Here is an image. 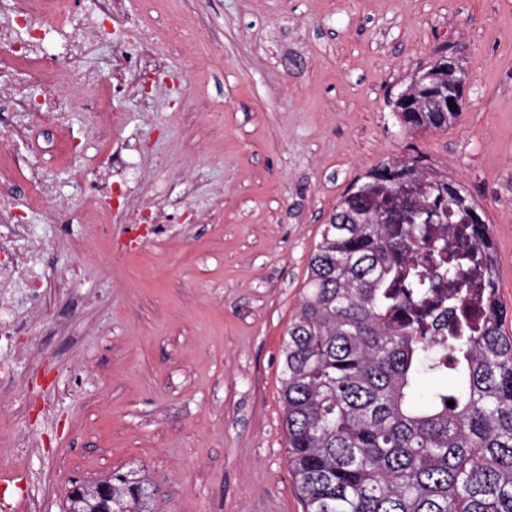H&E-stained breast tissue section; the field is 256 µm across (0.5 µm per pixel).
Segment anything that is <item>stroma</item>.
<instances>
[{
  "label": "stroma",
  "instance_id": "1",
  "mask_svg": "<svg viewBox=\"0 0 512 512\" xmlns=\"http://www.w3.org/2000/svg\"><path fill=\"white\" fill-rule=\"evenodd\" d=\"M168 76L147 101L114 96L128 165L154 174L170 223L121 259L79 256L57 299L67 334L38 336L25 461L47 512L74 480L145 475L158 512H303L288 470L282 342L309 257L338 202L392 156L419 155L489 224L512 333V0H153ZM465 74L463 112L412 135L388 101L438 51Z\"/></svg>",
  "mask_w": 512,
  "mask_h": 512
}]
</instances>
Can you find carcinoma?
<instances>
[{
	"mask_svg": "<svg viewBox=\"0 0 512 512\" xmlns=\"http://www.w3.org/2000/svg\"><path fill=\"white\" fill-rule=\"evenodd\" d=\"M420 74L389 106L410 132L444 130L459 118L432 107L448 65L440 57ZM418 179L434 201L402 206ZM358 212L367 223H348ZM453 215L467 243L450 254L426 226ZM422 245L448 277L443 321L412 259ZM496 273L477 205L421 157L388 158L348 189L282 349L288 468L304 512H512V335L498 293L482 315L466 305L472 275ZM112 507L157 512L134 471L112 474Z\"/></svg>",
	"mask_w": 512,
	"mask_h": 512,
	"instance_id": "1",
	"label": "carcinoma"
}]
</instances>
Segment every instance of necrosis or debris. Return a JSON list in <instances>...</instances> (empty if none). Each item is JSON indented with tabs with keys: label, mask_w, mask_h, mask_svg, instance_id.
<instances>
[{
	"label": "necrosis or debris",
	"mask_w": 512,
	"mask_h": 512,
	"mask_svg": "<svg viewBox=\"0 0 512 512\" xmlns=\"http://www.w3.org/2000/svg\"><path fill=\"white\" fill-rule=\"evenodd\" d=\"M97 10H81L79 0H0V405L12 414L28 413L24 367L37 364L38 350L19 349L15 337L30 335L34 322L54 333L67 325L54 314L57 297L74 288L77 271H61L47 263L55 251L51 237L36 238L26 221L29 214L49 210L61 225L75 213H95L96 223L108 224L116 212L132 224H163V208H133L131 191L113 201V180L124 176L121 164L130 145L119 135V116L112 109L116 85L136 96H147L161 76L150 57L153 37L142 29L129 38L127 0H96ZM109 37L116 82L88 80L81 61L102 37ZM93 113L92 131L108 150L107 162L97 167L76 166L79 152L70 116ZM28 121L16 123V113ZM53 123L56 133L43 144L41 129ZM71 169L92 195L80 208L52 203V183L46 160Z\"/></svg>",
	"instance_id": "necrosis-or-debris-1"
}]
</instances>
